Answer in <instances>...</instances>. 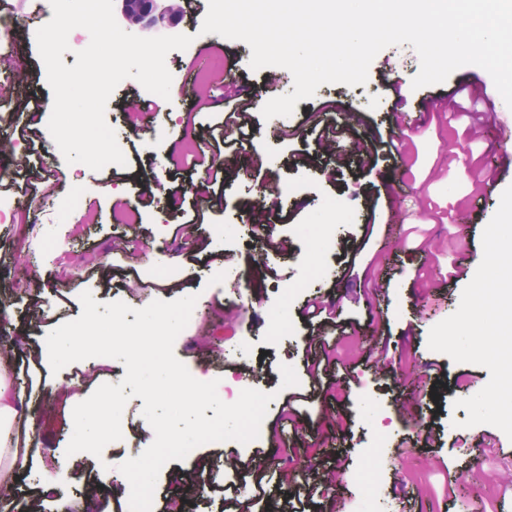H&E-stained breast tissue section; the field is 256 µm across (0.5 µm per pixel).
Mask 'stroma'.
<instances>
[{
    "label": "stroma",
    "mask_w": 512,
    "mask_h": 512,
    "mask_svg": "<svg viewBox=\"0 0 512 512\" xmlns=\"http://www.w3.org/2000/svg\"><path fill=\"white\" fill-rule=\"evenodd\" d=\"M12 52L23 54L22 68L0 70V202L15 211L13 223L0 224V286L9 287L17 317L15 382L37 411L38 426L29 451L27 476L12 489V512H57L59 503L93 499L96 512H123L129 484L118 466L138 457L154 440L142 416L143 400H128L122 415L131 432L105 446L101 457H63L73 433V406L99 385L120 382L121 361L109 359L104 375L87 380L88 361L52 371L32 358L45 349L46 335L82 312L79 296L90 292L101 303L122 301L134 309L155 300L196 295V319L179 334L174 353L198 380L232 379L238 389L273 393L255 444L207 443L184 460L161 470L155 496L165 506L172 478H190V512H243L251 488L235 479L240 462L271 472L264 489L277 512H512V439L497 427L466 426L467 412L453 402L478 393L490 373L431 351L430 329L459 305L465 280H449L450 263L462 261L476 272L482 232L496 212L512 167H501L493 182L476 188V169L512 156V109L500 94L482 101V112L498 113L494 127L478 123L477 136L444 114L459 86H489L482 68L466 65L438 85L412 89L420 62L411 44L380 51L365 84L321 85L314 97L297 102L285 118L264 119L261 108L272 97L292 93L293 77L281 67L252 70V51L227 38L211 45L224 55V70L198 82L197 34L208 0H180L176 23L165 35L189 34L182 51L167 56L173 76L169 98H156L153 111L138 109L146 90L125 79L110 97L105 119L115 131L126 167L95 171L56 158L42 162L28 154L29 142L47 145L53 92L35 43L44 25L30 0H10ZM405 82L407 123L390 109L385 82ZM236 79L248 93L252 134L223 152L230 165L221 196L199 191L202 170L191 163L186 135L207 141L224 118L220 87ZM42 112L31 124L34 138L22 137L26 100ZM169 115V122L158 119ZM325 129L316 142L313 119ZM297 128L294 139L278 135L281 125ZM401 144L398 158L368 167L361 148L377 149L380 139ZM107 184L121 199L87 196L88 187ZM205 221L193 224L196 210ZM275 225L273 242L253 237L257 219ZM315 224H331L326 240L310 235ZM372 225L364 237V225ZM356 253L353 273L346 254ZM319 297L336 308L337 327L313 329L305 320L308 299ZM288 304L293 330L270 333L273 313ZM393 344L382 366L367 360L383 337ZM328 342L330 363L310 378L307 359ZM439 363L436 371L428 363ZM70 386L71 401H57ZM299 395L294 424L280 422L282 407ZM442 441H423V427ZM412 444L405 453L401 438ZM53 478L57 498H39L38 484ZM457 478L455 497L446 494ZM380 484L378 497L364 496L368 483Z\"/></svg>",
    "instance_id": "obj_1"
}]
</instances>
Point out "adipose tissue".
<instances>
[{"label":"adipose tissue","instance_id":"1","mask_svg":"<svg viewBox=\"0 0 512 512\" xmlns=\"http://www.w3.org/2000/svg\"><path fill=\"white\" fill-rule=\"evenodd\" d=\"M14 346L0 347V481L14 483L28 468V444L35 419L19 387L14 386Z\"/></svg>","mask_w":512,"mask_h":512}]
</instances>
